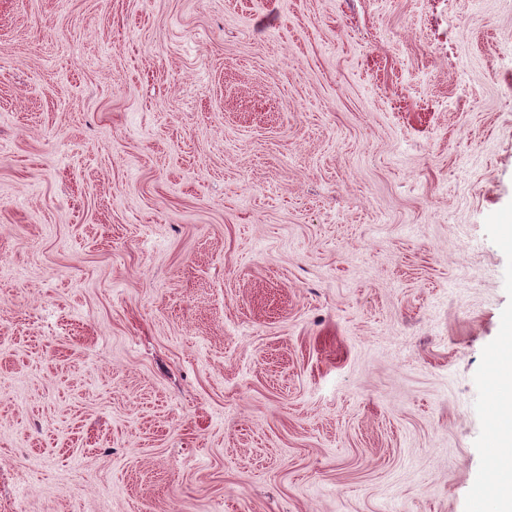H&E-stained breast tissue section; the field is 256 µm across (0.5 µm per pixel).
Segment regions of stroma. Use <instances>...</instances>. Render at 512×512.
I'll return each instance as SVG.
<instances>
[{
  "instance_id": "1",
  "label": "stroma",
  "mask_w": 512,
  "mask_h": 512,
  "mask_svg": "<svg viewBox=\"0 0 512 512\" xmlns=\"http://www.w3.org/2000/svg\"><path fill=\"white\" fill-rule=\"evenodd\" d=\"M511 412L512 0H0V512H477Z\"/></svg>"
}]
</instances>
